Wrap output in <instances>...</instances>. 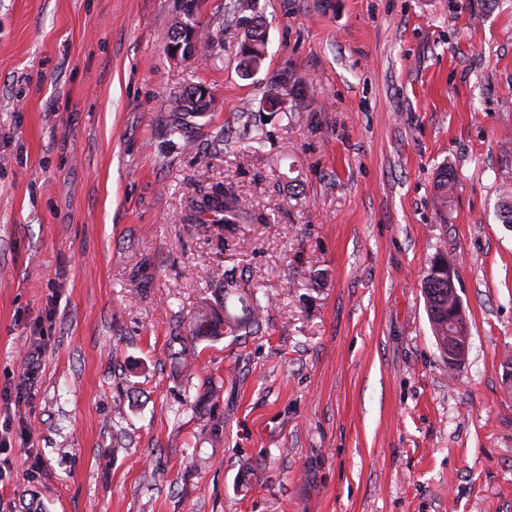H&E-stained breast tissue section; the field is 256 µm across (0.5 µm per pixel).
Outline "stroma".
<instances>
[{
	"instance_id": "stroma-1",
	"label": "stroma",
	"mask_w": 512,
	"mask_h": 512,
	"mask_svg": "<svg viewBox=\"0 0 512 512\" xmlns=\"http://www.w3.org/2000/svg\"><path fill=\"white\" fill-rule=\"evenodd\" d=\"M229 2L197 0L215 61L168 50L180 0H0V395H24L0 399V512H512V0H255L247 78ZM283 73L288 125L261 105ZM216 183L267 223H189ZM439 250L455 368L421 292ZM217 268L230 312L243 289L267 311L187 374L170 333ZM253 0H234L230 6L232 15H240L238 18L244 29L243 40L241 46L238 47V63L237 67L243 77L250 76V69L255 62L260 63V59L264 54V45L266 43V34L264 30H260L261 25L254 23L252 17L244 14L253 11ZM197 86L186 88L179 99H176L171 108L168 119V130L172 136L183 139L184 145H189V128L194 118L202 117L208 106V102H201V97L194 101ZM455 187V175L444 167L440 170L436 182V207L443 213L448 209V199L451 198Z\"/></svg>"
}]
</instances>
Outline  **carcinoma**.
<instances>
[{
    "label": "carcinoma",
    "instance_id": "cac0c4a2",
    "mask_svg": "<svg viewBox=\"0 0 512 512\" xmlns=\"http://www.w3.org/2000/svg\"><path fill=\"white\" fill-rule=\"evenodd\" d=\"M232 14L239 15L244 27L243 40L238 47L237 67L242 76H250V69L254 63L260 62L264 54L266 43L265 31L260 29V24L253 18L245 16V13L253 10V0H233L230 6ZM196 44L202 45V49L212 51L214 48L224 47V28L219 25L210 26L203 33L196 34ZM288 76L282 75L271 82L266 91L265 98L271 106L279 104L280 95L288 97L287 111L279 113V117L288 121L295 117L294 99L290 98L288 90ZM196 87L191 85L174 102L168 119V130L172 136H177L184 141V145L190 144L189 128L192 119L202 116L208 103L194 99ZM455 187V175L444 167L440 170L436 182V207L442 213L448 209V199L451 198ZM191 212L196 214H209V223L224 230L226 224H264L267 217L260 214H252L238 208L236 196L232 189L222 183L209 187V191L195 198L191 202ZM448 258L437 253L431 259V265L422 280L421 288L428 320L434 332V336L448 338L450 336H468V322L459 319L455 324H448L449 312L456 304V293L448 287ZM242 316H223L209 304V299L200 301L197 311L189 322V332L182 335L178 332L172 336V343L180 345V349L173 352V356L186 363L196 354V342L205 341L212 337L223 335L224 328L238 331L247 327H257L262 321L263 307L259 299L252 293L240 296Z\"/></svg>",
    "mask_w": 512,
    "mask_h": 512
}]
</instances>
